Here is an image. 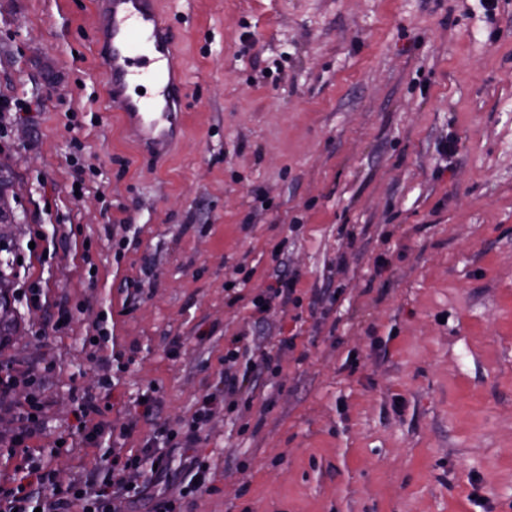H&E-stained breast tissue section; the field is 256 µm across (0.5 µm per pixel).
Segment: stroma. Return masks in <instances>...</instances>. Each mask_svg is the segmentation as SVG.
<instances>
[{"mask_svg": "<svg viewBox=\"0 0 512 512\" xmlns=\"http://www.w3.org/2000/svg\"><path fill=\"white\" fill-rule=\"evenodd\" d=\"M164 6L186 133L156 163L106 101L94 0H0V100L30 107L0 116V362L46 404L0 475L50 448L59 483L100 478L64 445L77 395L134 455L225 395L235 343L274 368L215 405L183 512H512V0ZM280 277L295 303L256 312Z\"/></svg>", "mask_w": 512, "mask_h": 512, "instance_id": "obj_1", "label": "stroma"}]
</instances>
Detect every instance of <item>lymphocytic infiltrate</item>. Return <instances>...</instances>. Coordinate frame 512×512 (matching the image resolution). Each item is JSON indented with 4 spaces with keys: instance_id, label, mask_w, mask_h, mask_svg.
I'll return each instance as SVG.
<instances>
[{
    "instance_id": "lymphocytic-infiltrate-1",
    "label": "lymphocytic infiltrate",
    "mask_w": 512,
    "mask_h": 512,
    "mask_svg": "<svg viewBox=\"0 0 512 512\" xmlns=\"http://www.w3.org/2000/svg\"><path fill=\"white\" fill-rule=\"evenodd\" d=\"M214 401L211 395L203 399L184 435L160 432L139 454L127 457L106 449L107 474L95 482L79 480L59 485L48 464L28 458L25 480L0 484V512H111L115 494L126 488V473L145 467L151 470V491L147 495L151 512H181L183 499L207 484L209 467L205 461L196 456L188 460L184 454L198 441ZM173 483L179 486L175 496L164 491L165 486Z\"/></svg>"
}]
</instances>
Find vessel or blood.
Returning <instances> with one entry per match:
<instances>
[{"mask_svg": "<svg viewBox=\"0 0 512 512\" xmlns=\"http://www.w3.org/2000/svg\"><path fill=\"white\" fill-rule=\"evenodd\" d=\"M96 42L109 90V105L136 133L141 147L166 157L182 132L185 81L183 50L162 0H96ZM152 82V96L130 88Z\"/></svg>", "mask_w": 512, "mask_h": 512, "instance_id": "vessel-or-blood-1", "label": "vessel or blood"}]
</instances>
